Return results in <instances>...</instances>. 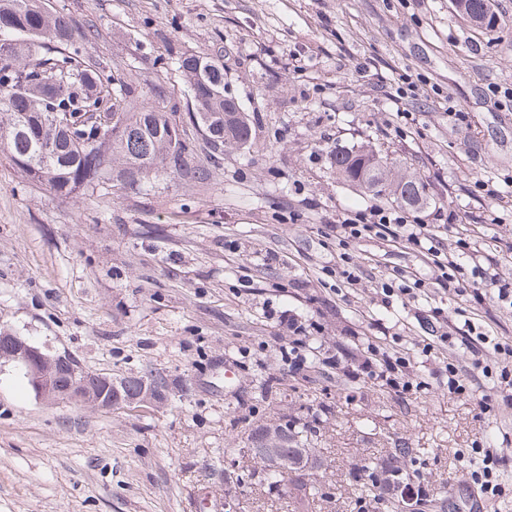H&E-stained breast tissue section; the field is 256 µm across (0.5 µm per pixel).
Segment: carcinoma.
Returning <instances> with one entry per match:
<instances>
[{
    "label": "carcinoma",
    "mask_w": 512,
    "mask_h": 512,
    "mask_svg": "<svg viewBox=\"0 0 512 512\" xmlns=\"http://www.w3.org/2000/svg\"><path fill=\"white\" fill-rule=\"evenodd\" d=\"M465 14L496 25L490 0H462ZM96 34L95 26L81 23L69 14L51 13L44 0H0V150L31 181L60 196H70L105 176L112 159L124 164L130 181L162 172L180 176L191 170L189 142L170 128L173 114L163 90L153 89L154 102L141 105L136 86L112 85L106 66L85 57L79 42ZM178 70L186 77L190 99L189 115L210 130L206 144L217 156L226 147L246 145L251 126L243 112L224 111V65L220 60L188 53L178 59ZM102 112L125 125L116 134L104 127L76 129L46 124L48 113ZM336 176L344 183L365 179L366 192L374 198L417 211L428 204L426 186L416 176L396 178V162L374 150L358 154L347 150L333 153ZM287 421L273 429H252L246 442H269L283 458L294 456L305 439ZM364 477L361 494L382 501V481L402 471L397 465L373 462L357 465ZM268 485H291L294 512H309L323 485L308 479L273 471Z\"/></svg>",
    "instance_id": "obj_1"
}]
</instances>
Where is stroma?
Masks as SVG:
<instances>
[{"label":"stroma","mask_w":512,"mask_h":512,"mask_svg":"<svg viewBox=\"0 0 512 512\" xmlns=\"http://www.w3.org/2000/svg\"><path fill=\"white\" fill-rule=\"evenodd\" d=\"M97 26L85 45L124 81L163 86L186 113L183 53L220 56L224 90L252 139L213 160L192 144L187 177L129 185L120 164L95 189L56 196L0 153V329L115 378L155 376L163 403L105 411L47 405L0 368V512H293L249 478L257 425L323 415L313 446L327 494L313 512H360L352 461L413 448L405 465L440 512H512L468 458L492 451L512 476V406L499 355L444 345L465 318L512 342V311L435 287L410 245L327 227L371 196L339 181L335 148L366 146L421 178L429 225L464 269L512 281V0L493 30L451 0H51ZM347 255L353 283L336 275ZM424 293H393L395 271ZM301 324L291 332L289 322ZM405 358L423 389L387 384L368 349ZM466 394L449 393V379ZM233 462L241 484L225 489Z\"/></svg>","instance_id":"35a3bbf8"}]
</instances>
